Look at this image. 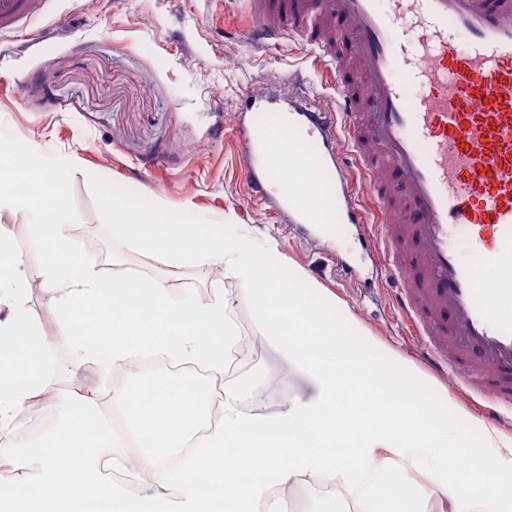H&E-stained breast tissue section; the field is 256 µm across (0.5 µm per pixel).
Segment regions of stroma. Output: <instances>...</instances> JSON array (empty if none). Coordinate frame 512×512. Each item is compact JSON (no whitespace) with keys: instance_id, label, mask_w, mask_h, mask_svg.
Returning <instances> with one entry per match:
<instances>
[{"instance_id":"1","label":"stroma","mask_w":512,"mask_h":512,"mask_svg":"<svg viewBox=\"0 0 512 512\" xmlns=\"http://www.w3.org/2000/svg\"><path fill=\"white\" fill-rule=\"evenodd\" d=\"M253 25L245 0H41L28 23L37 40L0 36V138L21 156L38 149L51 166L70 160L67 233L99 261L146 278L164 276L171 287L201 295L223 285L241 335L256 341L255 350L239 356L236 375L262 382L268 408L302 393L305 383L259 339L250 297L225 279L219 264L170 271L133 249L112 228L113 199L134 208L164 203L180 223L223 226L244 249L275 241L284 275L305 273L302 292L328 294L336 321L352 314L419 370L409 376L394 367L392 378L414 391L429 380L481 418L458 375L425 365L361 231L293 224L250 198L236 138L246 97L303 92L328 110L337 98L325 71L297 46L268 52L247 43L243 34ZM0 225L23 256L27 306L67 361L66 331L43 284L42 229L21 210L1 211Z\"/></svg>"}]
</instances>
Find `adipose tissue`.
<instances>
[{"label":"adipose tissue","mask_w":512,"mask_h":512,"mask_svg":"<svg viewBox=\"0 0 512 512\" xmlns=\"http://www.w3.org/2000/svg\"><path fill=\"white\" fill-rule=\"evenodd\" d=\"M67 167L47 166L36 150L17 157L0 140V211L26 210L49 235L44 278L69 328L70 366L94 367L110 409L67 392L56 400L65 419L40 446L11 443L13 422L51 382L52 346L0 229V459L20 473L0 481V512H281L284 487L309 482L330 490L320 512L342 502L353 512H425L430 498L442 512H512V438L486 427L475 448L451 434L447 411L391 379L397 352L285 284L274 245L245 252L222 233L173 223L163 204L113 202L114 230L138 251L170 268L222 262L250 296L261 335L306 382L267 411L259 384L226 377L241 346L221 286L202 296L126 270L103 275L64 233ZM21 180L38 192H20ZM151 358L200 369L217 399L203 406L177 377L113 384L118 369ZM452 448L466 459L454 471Z\"/></svg>","instance_id":"1"}]
</instances>
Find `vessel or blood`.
<instances>
[{
  "label": "vessel or blood",
  "mask_w": 512,
  "mask_h": 512,
  "mask_svg": "<svg viewBox=\"0 0 512 512\" xmlns=\"http://www.w3.org/2000/svg\"><path fill=\"white\" fill-rule=\"evenodd\" d=\"M260 45L314 49L330 67L339 111L268 96L239 138L252 196L278 202L300 224L362 226L397 285L395 303L425 358L458 370L467 396L486 400L495 422L512 410V276L479 287L477 267L500 264L512 240V0H246ZM36 0H0V32L17 30ZM465 34L466 44L450 37ZM425 87L408 97L395 73ZM303 144L283 175L279 154ZM363 177L344 191L345 169ZM343 194L341 210L312 207L302 192ZM468 229L478 266L462 263L454 225Z\"/></svg>",
  "instance_id": "b4317fda"
}]
</instances>
